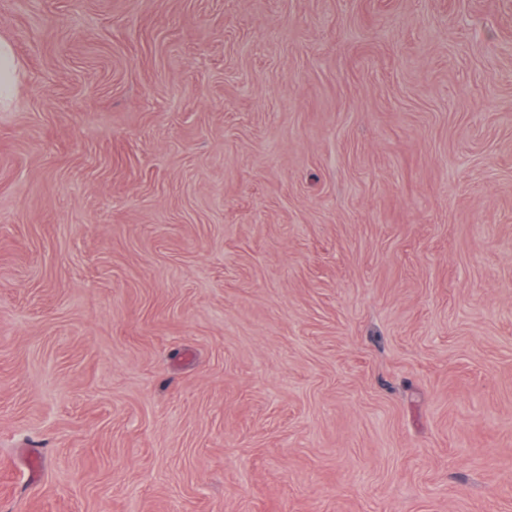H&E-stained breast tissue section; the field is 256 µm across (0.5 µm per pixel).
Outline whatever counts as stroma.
<instances>
[{
    "mask_svg": "<svg viewBox=\"0 0 512 512\" xmlns=\"http://www.w3.org/2000/svg\"><path fill=\"white\" fill-rule=\"evenodd\" d=\"M0 39V512H512V0ZM23 71L10 43L0 40V106L8 107L19 93Z\"/></svg>",
    "mask_w": 512,
    "mask_h": 512,
    "instance_id": "35a3bbf8",
    "label": "stroma"
}]
</instances>
